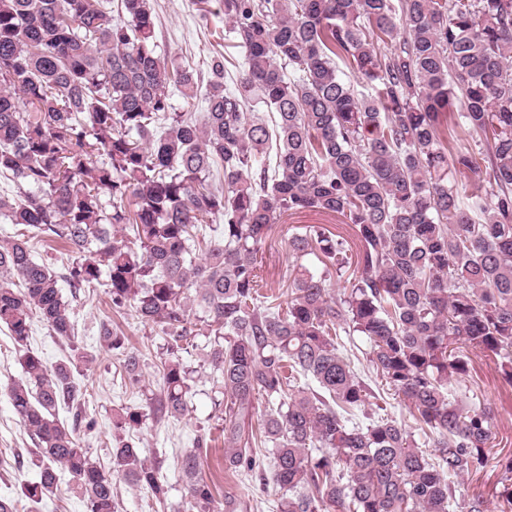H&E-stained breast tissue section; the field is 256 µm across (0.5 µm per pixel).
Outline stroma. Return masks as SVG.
I'll use <instances>...</instances> for the list:
<instances>
[{
	"label": "stroma",
	"mask_w": 512,
	"mask_h": 512,
	"mask_svg": "<svg viewBox=\"0 0 512 512\" xmlns=\"http://www.w3.org/2000/svg\"><path fill=\"white\" fill-rule=\"evenodd\" d=\"M157 15L156 41L158 51L166 58L193 66L199 74H207L208 64L221 53L241 59L240 49L224 44V16L216 12L201 17L193 0H153ZM323 218L301 214L276 224L263 244L259 255L268 274V290L282 291V279L292 263L288 250L289 230L304 224H319ZM63 295L71 296L77 322V335L68 342L50 335L42 324H35L30 338L31 348L39 351L48 363H55L65 355L81 356L76 376L87 384L89 396L84 413L94 422L93 427H82L78 437L83 447L89 448L100 463H108L109 450L116 431L113 420L125 408L143 404L145 398L160 394L158 368L166 356L165 336L159 328L142 323L134 311L117 314L111 311L103 290L94 294H72L69 285H62ZM110 322L118 335L124 336L128 349L139 357L142 383L132 390L123 368L99 336L102 322ZM204 337H195L193 344L180 353L183 364L191 372L193 395L184 416L158 422L146 420L135 430L143 457L160 464L169 484L168 498L159 504L142 489L124 481H117L119 512H185V490L176 467V458L195 448L197 440H205L202 452V474L217 485L218 495L230 496L240 503L239 512H277L282 491L273 480V465L268 454H261L260 466L254 472L235 476L224 470V438L222 410L213 403L210 370L203 361ZM466 384L478 403L494 412L495 437L490 445L489 461L479 475L460 486L462 497L479 494L488 505H495L505 474L501 463L512 456V386L508 385L494 366L477 360ZM18 346L0 329V455L20 456L22 468L0 466V494L16 495L21 481L32 479L35 469L30 462L33 442L20 425L5 388L21 378Z\"/></svg>",
	"instance_id": "1"
}]
</instances>
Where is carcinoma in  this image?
<instances>
[{
	"label": "carcinoma",
	"mask_w": 512,
	"mask_h": 512,
	"mask_svg": "<svg viewBox=\"0 0 512 512\" xmlns=\"http://www.w3.org/2000/svg\"><path fill=\"white\" fill-rule=\"evenodd\" d=\"M219 2L224 39L244 51L233 92L225 57L203 81L158 53L151 0H0V178L14 184L0 194L14 228L0 238V325L20 347L6 395L38 445L36 477L0 512L22 499L37 512L64 482L85 512H117L114 473L168 495L132 439L112 441L107 471L58 417L65 404L84 419L77 363L50 366L28 341L37 321L75 336L61 280L104 288L113 312L168 338L159 399L116 428L185 414L178 351L199 322L228 408L224 470L253 471L271 446L279 512H486L457 487L485 467L494 416L461 385L475 357L512 385V0ZM172 83L202 97V116L176 111ZM457 102L480 146L450 158ZM307 211L336 231L288 237V287L262 295L260 245ZM35 238L72 247L66 273L34 259ZM100 336L139 386L124 338L107 323ZM344 336L366 341L410 420L375 402ZM177 465L187 512H216L197 450Z\"/></svg>",
	"instance_id": "carcinoma-1"
}]
</instances>
